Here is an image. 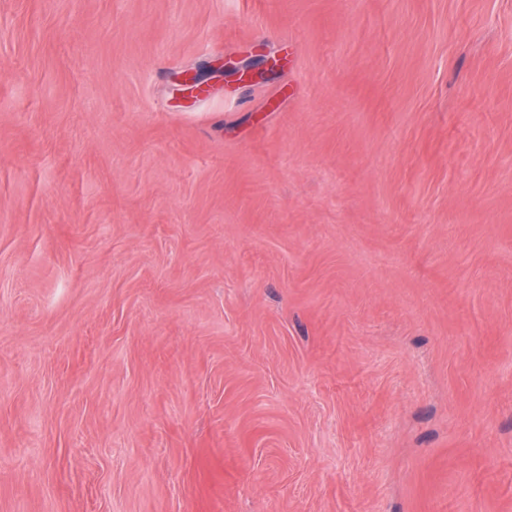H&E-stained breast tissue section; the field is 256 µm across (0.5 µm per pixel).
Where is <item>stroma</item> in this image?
Listing matches in <instances>:
<instances>
[{"mask_svg":"<svg viewBox=\"0 0 512 512\" xmlns=\"http://www.w3.org/2000/svg\"><path fill=\"white\" fill-rule=\"evenodd\" d=\"M0 512H512V0H0Z\"/></svg>","mask_w":512,"mask_h":512,"instance_id":"35a3bbf8","label":"stroma"}]
</instances>
